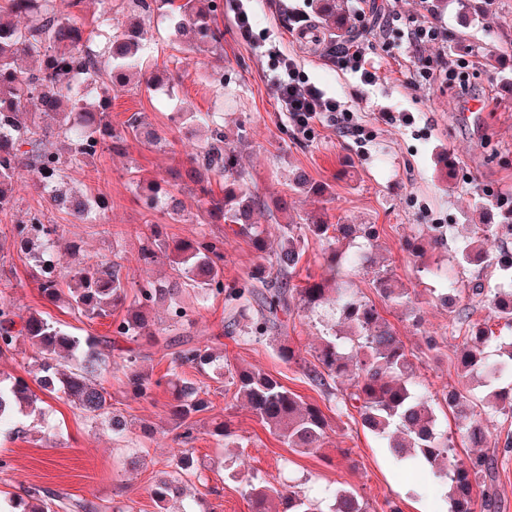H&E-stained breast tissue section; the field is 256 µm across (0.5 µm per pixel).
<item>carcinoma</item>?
<instances>
[{
    "label": "carcinoma",
    "mask_w": 512,
    "mask_h": 512,
    "mask_svg": "<svg viewBox=\"0 0 512 512\" xmlns=\"http://www.w3.org/2000/svg\"><path fill=\"white\" fill-rule=\"evenodd\" d=\"M82 0H69L70 11L61 12L55 0H4L0 14L20 18L17 23L0 20V213L11 210L22 182V172L31 175L29 186L40 191L47 203L65 208L81 222L92 223L108 208L99 196L89 202L82 196L63 193L70 169L100 150L121 154L128 139L140 135L141 121L133 115L122 128L109 120L114 82L132 75L143 78L146 87L159 89L160 83L143 72L148 52L145 25L155 14L175 20V35L193 52L221 45L224 31L217 23L220 0H133L136 17L125 25L104 9L95 26L86 30L76 13ZM316 13L335 37V45L349 36L345 0H316ZM121 30L102 49L95 38ZM22 57L36 65L22 69ZM221 113L190 116L177 121L185 139L198 137L200 125L206 138L187 155L182 169L167 175L196 184L199 217L202 223L224 221L227 230L246 239L258 263L245 276L224 282V240L203 231L192 238L168 241L159 224L145 225L136 262L149 268L159 261L168 263L175 275L161 280L136 282L124 266L110 260L76 261L63 267L53 258L57 226L45 223L42 209L25 213L13 225V236L29 246L30 258L39 270L41 294L50 302L66 299L71 312L89 320L112 316L126 308L121 320L112 322L117 337L135 339L156 335L146 312L155 304L175 301L171 319L187 316L178 299L188 290H198L201 300L224 297V335L243 337L255 343L275 342L279 357L297 361L300 351L284 340L288 315L295 309L316 312L330 309L334 322L311 353L314 363L306 369L307 379L326 389L338 380L348 381L336 412H356L364 427L387 440L386 448L397 460L413 459L448 489L449 512H489L494 507L486 493H476L492 474L494 459L485 453L463 461L457 458L455 444L439 428L438 412L445 409L458 422L472 447L487 448L491 434L480 419L478 404L465 390L443 389L427 394L417 374L416 355L410 351L383 317L377 305L349 287L347 278L354 268L372 270V285L387 306L412 309L414 289L396 279L393 270L375 266L373 250L378 239L374 224H331L323 218H305L300 224L288 216L287 196L275 199V210L285 216L278 225L280 246L269 252L267 229L252 220L253 212L265 207L264 200L245 182L242 141L224 136ZM224 180L222 195L216 196L212 180ZM308 194H329L325 183L297 177ZM135 191L143 206L171 218H181L182 202L171 192H162L161 183L136 182ZM503 224H478L470 236L456 241L454 260L458 264H488L494 278H478L468 288L472 302L488 308V318L503 330L512 329V253L493 251ZM323 245V273L303 285L292 283L306 252L309 238ZM447 245L443 231L429 226V234L418 232L404 241V249L422 261L427 250ZM423 271L439 281L438 296L458 297L457 282L437 265H423ZM67 289H62L61 284ZM468 326L456 352L458 374L488 388L486 404L504 415H512V335L495 333L488 322L470 321L469 308L457 312ZM494 346L497 358L489 359L486 348ZM26 346L41 376L37 383L47 396L63 398L88 417L111 413V396L97 383L100 371L110 364L112 342L97 336H80L38 311H23L0 297V356L15 354ZM171 363L200 372L212 369L222 376L229 373L235 395L270 433L296 452H313L323 447L330 424L321 408L307 403L261 369L236 367L224 370L221 356L212 347L192 337L179 336L166 345ZM151 355L134 350L122 357L127 385L136 398L150 396L152 380L144 368ZM171 395L168 417L176 439L186 444L194 439L197 415L208 408L199 398L201 388L177 373L165 374ZM39 398L21 377H0V424L19 414L36 411ZM239 466L246 476L247 496L252 512H366L357 494L344 486L326 493L325 507L299 494L286 483L275 485L259 479ZM171 471L151 489L159 508L183 494L184 477L191 475L206 482L205 464H198L191 449L183 447L169 460ZM31 503L15 512H99L100 505L84 499L66 502L48 489L28 492Z\"/></svg>",
    "instance_id": "carcinoma-1"
}]
</instances>
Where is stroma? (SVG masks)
Here are the masks:
<instances>
[{
  "instance_id": "stroma-1",
  "label": "stroma",
  "mask_w": 512,
  "mask_h": 512,
  "mask_svg": "<svg viewBox=\"0 0 512 512\" xmlns=\"http://www.w3.org/2000/svg\"><path fill=\"white\" fill-rule=\"evenodd\" d=\"M287 5L299 15V22L282 24L276 0H253L257 33L276 38L311 82L354 111L364 141L345 136L327 117L316 119L307 133L296 129L279 108L266 76L265 58L238 39L231 7H224L218 19L224 31L222 48L189 56L172 35L168 17L155 16L147 39L159 50L156 65L179 64L180 83L170 94L147 91L134 81L116 88L110 118L119 127L131 114H138L143 123L166 135L168 150L133 140L125 154L103 150L73 168L71 186L91 197L101 193L108 198V210L94 224L46 208L37 192L21 188L14 208L0 213V293L23 309L71 326L77 334L112 333L109 320L76 318L65 304L42 297L28 252L12 234L13 225L27 210L41 207L49 223L59 227L56 251L61 262L76 256H112L135 279L166 277L167 265L145 272L135 262L140 226L159 224L169 240L201 231L223 238L225 280L244 276L255 263L251 248L244 240L225 235L223 224H198L193 184L178 187L187 214L181 221L143 209L135 197L137 179L163 176L191 150L178 140L169 113L210 112L219 104L225 134L247 136L243 165L251 190L262 199L287 195L296 217L323 213L333 224L377 225V256L397 279L413 285L422 324L414 326L401 309L385 305L380 308L382 315L417 355L418 372L429 391L459 386L455 354L465 328L436 303L432 293L436 280L416 275L402 242L426 224L443 225L457 237L469 224L501 223L499 210L487 200L512 201V71L488 63L489 55H512V0H488L484 11L466 26L459 20L455 0H450L447 10L436 16L445 39L419 54L408 48L403 35L425 15L421 0H362L361 41L377 75L371 86L329 62L325 30L313 0H288ZM440 53L475 62L467 93L425 80L410 85L420 58ZM391 113L408 115L411 121L388 122ZM298 169L328 184L329 196L318 199L291 188L289 181ZM329 320L323 311L294 313L288 321L289 346L309 356ZM223 329L224 302L213 298L193 308L176 332L210 340L215 352L227 355L232 366L262 369L304 401L332 411V428L320 452H295L237 401L230 377L186 366L173 368L162 349L165 336L119 340V347L151 353L153 377L175 370L204 391L210 407L200 413V428L191 443L197 461L243 457L259 477L297 485L310 496L341 483L362 497L367 512H388L391 502L401 512H447L445 487L430 484L421 469L396 463L359 417L335 415L336 396L311 385L301 365L282 361L275 345L234 340L225 337ZM429 335L444 341V356L436 359L427 351ZM98 381L111 394L113 410L124 417L127 435H114L107 424L89 419L65 400H50L43 420L25 419L12 433H0V458L8 463L0 469V504L9 505L28 489L40 487L68 498H96L102 512H112L113 502L128 499L135 512H158L150 488L175 447L167 414L170 396L155 389L150 397H133L118 363ZM221 419L229 420L235 433L232 447L218 444L210 434L213 421ZM209 478L221 491L220 496L208 498L211 512H251L238 469L230 466Z\"/></svg>"
}]
</instances>
